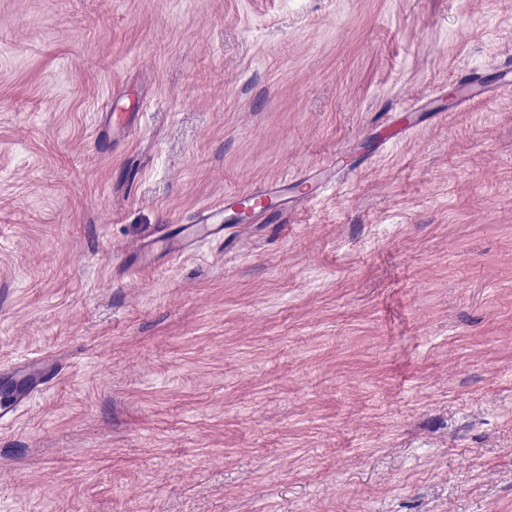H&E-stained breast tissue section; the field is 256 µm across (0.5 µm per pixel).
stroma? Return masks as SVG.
<instances>
[{
	"label": "stroma",
	"instance_id": "obj_1",
	"mask_svg": "<svg viewBox=\"0 0 512 512\" xmlns=\"http://www.w3.org/2000/svg\"><path fill=\"white\" fill-rule=\"evenodd\" d=\"M509 58L512 0H0V383L64 367L0 425V512H512ZM144 112H126L121 97H112V112H106L107 123H112V139L117 132L129 136L137 128V119ZM288 189V179H284L248 192L228 195L224 198V206L198 209L191 224H185L184 229L177 234L165 225L159 226L153 239L126 247L125 253L133 258L128 266H138L140 260L149 261L156 247L170 254L183 255L204 242L240 238L249 230L248 224L261 223L276 211L273 197L283 196L285 205L291 211L311 205L316 198L307 192H296L288 197ZM228 210L234 214L245 213L249 222H238L226 217Z\"/></svg>",
	"mask_w": 512,
	"mask_h": 512
}]
</instances>
